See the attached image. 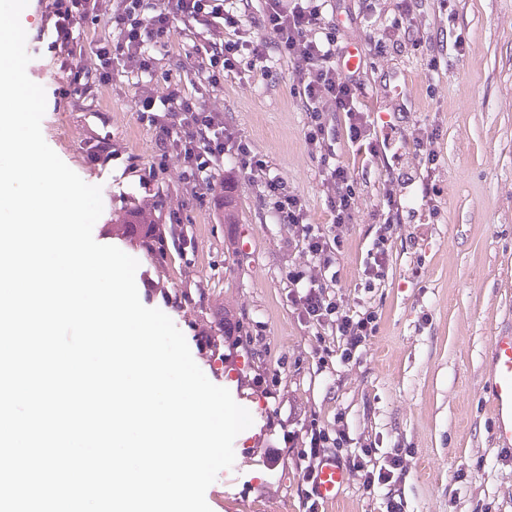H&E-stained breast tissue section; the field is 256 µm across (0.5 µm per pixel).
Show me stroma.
<instances>
[{
  "mask_svg": "<svg viewBox=\"0 0 512 512\" xmlns=\"http://www.w3.org/2000/svg\"><path fill=\"white\" fill-rule=\"evenodd\" d=\"M372 4L365 14L359 0H332L327 18L342 47L365 50L357 97L376 125L397 124L406 136L432 131L440 215L429 218L419 186L402 190L387 276L361 288L389 167L359 154L345 138L342 113L333 115L335 149L358 196L352 223L335 230L342 241L335 291L351 310L379 315L376 336L347 364L321 357V329L289 300L297 239L278 222L258 178L225 159L237 214L225 223L223 204L200 201L176 161L159 166L153 134L139 120L136 74L116 64L109 83L66 94L43 36L44 4L33 0L20 16L27 74L46 93L43 137L82 180L104 189L95 240L138 259L141 303L172 319L207 378L253 418L234 440L232 468L206 491L212 512H303L311 485L302 456L314 418L344 428L353 447H373L378 456L407 451L396 482L368 493L350 475L336 504L321 512H386L391 499L402 512H512V454L493 442L482 390L490 338L512 325V0H417L418 46L384 56L366 47L395 0ZM209 35L202 26L176 35L171 53L159 56L155 97L175 81L202 92L203 107L223 113L225 126L301 198L310 222L327 223L319 154L305 139L292 62L277 55L270 70L244 66L200 90L193 71L176 61ZM459 36L461 55L453 48ZM102 138L109 155L91 161L87 146ZM130 207L145 209L153 223L179 225L185 247L149 263L136 241L112 231L113 213ZM225 316L246 342L231 347L215 335Z\"/></svg>",
  "mask_w": 512,
  "mask_h": 512,
  "instance_id": "stroma-1",
  "label": "stroma"
}]
</instances>
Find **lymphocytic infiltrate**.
<instances>
[{
	"label": "lymphocytic infiltrate",
	"instance_id": "obj_1",
	"mask_svg": "<svg viewBox=\"0 0 512 512\" xmlns=\"http://www.w3.org/2000/svg\"><path fill=\"white\" fill-rule=\"evenodd\" d=\"M90 1L52 0L48 10L51 47L58 53L66 82L76 95L85 89L89 78L109 82L116 61L139 77H153L155 53L170 47L178 26H208L213 20L229 17L224 0H94L116 36L110 45L97 50L99 63L90 70L79 64L86 54L81 21L90 10ZM327 3L263 0L257 24L267 32V39L227 42L215 37L204 45L194 74L199 87L215 86L236 71L241 60L252 65L268 62L270 48L288 57L294 65L298 95L308 112L306 141L320 152L322 188L332 221L347 224L353 218L356 195L349 169L332 145L335 133L328 121L329 112L345 114L349 141L374 159L397 151V128L392 125L377 130L370 113L358 107L355 91L360 78L341 61L336 29L325 20ZM416 31L414 0H397L391 19L370 39L369 51L382 56L400 49L412 41ZM139 117L152 130L160 159L176 160L182 179L194 185L200 198L213 193L225 156H233L240 169L257 175L264 193L275 201L279 222L294 227L298 234L302 260L288 272L292 304L305 321L337 337L335 353L341 362H350L366 348L378 330L377 312L351 314L343 298L329 289L339 278L338 241L323 225L309 223L301 199L288 192L283 180L272 174L263 160L252 156L246 143L228 132L223 113L206 110L198 98L174 83L163 102H156L150 94L143 97ZM416 183L421 186L423 201L430 203L435 192L432 176L421 169L399 171L384 182L387 210L378 217L376 238L368 253L364 269L367 284L386 275L388 247L398 220L397 192ZM351 465L369 490L392 482L396 472L405 468L401 454L391 453L379 461L369 448L358 449Z\"/></svg>",
	"mask_w": 512,
	"mask_h": 512
}]
</instances>
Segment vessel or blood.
<instances>
[{
	"mask_svg": "<svg viewBox=\"0 0 512 512\" xmlns=\"http://www.w3.org/2000/svg\"><path fill=\"white\" fill-rule=\"evenodd\" d=\"M488 375L484 392L493 420L494 439L499 448L512 450V327L497 330L488 349ZM348 481V473L335 457H325L316 476L318 498L335 503Z\"/></svg>",
	"mask_w": 512,
	"mask_h": 512,
	"instance_id": "b4317fda",
	"label": "vessel or blood"
}]
</instances>
